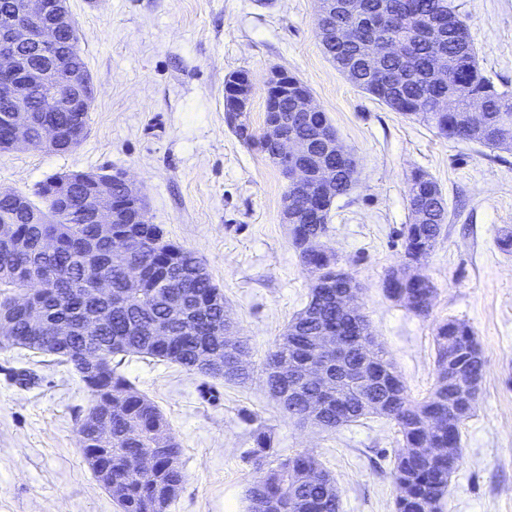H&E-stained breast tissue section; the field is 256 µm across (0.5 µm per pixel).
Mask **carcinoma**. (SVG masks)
Here are the masks:
<instances>
[{"instance_id":"obj_1","label":"carcinoma","mask_w":512,"mask_h":512,"mask_svg":"<svg viewBox=\"0 0 512 512\" xmlns=\"http://www.w3.org/2000/svg\"><path fill=\"white\" fill-rule=\"evenodd\" d=\"M336 26L356 31V40L344 42L333 37L324 52L336 68L362 91L390 109L420 120L448 139L477 142L492 149H512V129L494 135L505 116L512 115V95L499 91L481 73L477 52L466 21L450 0H359L355 13L336 19ZM380 33L405 42L402 56L384 58L370 71L364 64V47L371 35ZM444 57L447 81L437 83L431 71L438 57ZM57 60L87 71L78 43H65ZM468 85V96L455 93L456 86ZM483 105L484 124L491 133L480 136L458 118L470 112L471 102ZM225 123L244 144L263 151L261 135L253 132L246 112H225ZM353 189L342 176L335 193L320 199L317 191L298 195L297 223L292 225V243L303 265L314 264L322 278L331 283L352 281L354 277L337 266L334 255L310 248L311 238L320 240L329 231L328 221L335 199ZM423 193V221L405 225L402 236L405 256L426 265L447 220L438 183L426 172L411 174L408 194ZM28 200L31 211L41 213L44 223L33 224L29 215L15 217L14 237L0 241V315L13 323L10 346L32 349L48 326L65 322L70 336L43 350L60 363L72 366L91 395V404L79 426L81 453L89 459L97 453L101 466L112 475L120 490L116 501L121 512H168L185 474L180 466V446L160 409L112 366L116 355H138L182 366L189 372L246 383L253 374L249 365L229 366L238 351H248L242 338L224 335L230 315L224 293L212 281L204 264L190 250L164 239L157 224H114L117 234L129 236L133 244L126 253H114L98 238V225L82 224L71 215H62L46 196L44 183ZM57 240L53 251L41 247L43 235ZM101 273L112 280V293H100L86 280L82 267L87 254ZM137 277V287H127L129 274ZM176 279L179 288H167L164 280ZM390 298L420 316L428 313L436 288L425 275L418 279L398 278L390 273L385 280ZM183 316L170 324V334L156 336L155 323L168 318L171 306ZM105 309L110 320L89 332L82 325L85 313ZM335 336L347 350L349 359H360V347L369 336L368 325L353 321L336 308V289L311 288L305 307L288 323L281 338L266 356L262 375L284 416L301 420L307 400L320 401L322 427L336 428L362 417L376 415L371 403L388 397L384 416L396 422L402 448L394 456L393 473L399 494L396 512H443L449 479L461 458L460 429L465 416L456 413V403L448 391V357L477 343L464 321L450 320L436 328V381L421 401L409 397L393 363L379 352L371 371L372 389L314 391L302 397L292 381L272 372V362L290 357L302 363L319 348L321 337ZM98 352L99 362L86 363L84 353ZM463 382L484 375L485 360L478 352L459 356ZM112 406L109 427L96 422L97 412ZM437 418L435 429L420 422ZM438 443L448 449L440 457H429L423 449ZM154 458L152 476L139 468L144 456ZM248 512H340L336 481L310 454L290 456L259 476L247 490Z\"/></svg>"}]
</instances>
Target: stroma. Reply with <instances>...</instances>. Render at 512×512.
<instances>
[{
  "mask_svg": "<svg viewBox=\"0 0 512 512\" xmlns=\"http://www.w3.org/2000/svg\"><path fill=\"white\" fill-rule=\"evenodd\" d=\"M466 20L483 75L512 94V0H451ZM96 86L89 132L69 151H0V189L33 193L56 173L121 170L145 195L166 240L191 250L222 289L247 360L260 368L309 300L313 276L283 220L288 184L224 122V85L247 72L254 130L266 80L287 70L311 90L357 183L331 208L323 239L362 286L363 314L410 396L436 379L434 330L462 320L486 360L478 404L462 426V460L444 512H512V151L445 138L357 88L325 54L316 0H67ZM439 184L447 222L424 269L436 287L427 315L389 299L388 273L405 263L408 182ZM152 399L181 447L185 481L169 512H247L261 468L313 455L336 480L341 512H395V421L368 416L334 430L285 417L262 376L240 385L136 355L118 367ZM91 396L52 357L0 347V512H120L80 451ZM272 450L256 467V429Z\"/></svg>",
  "mask_w": 512,
  "mask_h": 512,
  "instance_id": "obj_1",
  "label": "stroma"
}]
</instances>
